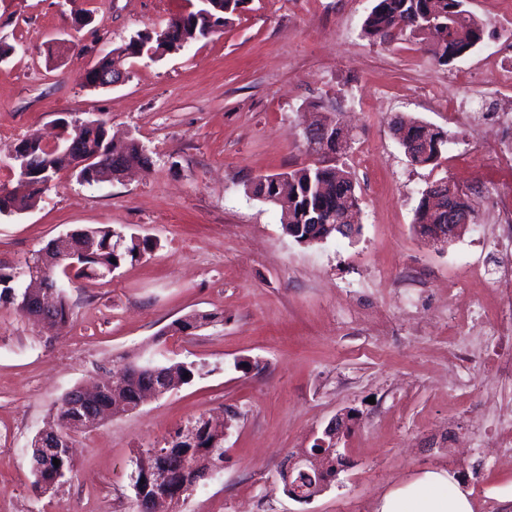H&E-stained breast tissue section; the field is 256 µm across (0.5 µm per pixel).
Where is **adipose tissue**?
<instances>
[{"label": "adipose tissue", "instance_id": "adipose-tissue-1", "mask_svg": "<svg viewBox=\"0 0 512 512\" xmlns=\"http://www.w3.org/2000/svg\"><path fill=\"white\" fill-rule=\"evenodd\" d=\"M376 512H474V505L447 471L430 470L385 494Z\"/></svg>", "mask_w": 512, "mask_h": 512}]
</instances>
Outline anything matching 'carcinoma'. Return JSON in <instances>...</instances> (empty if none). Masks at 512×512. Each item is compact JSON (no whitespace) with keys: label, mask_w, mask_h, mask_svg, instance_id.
<instances>
[{"label":"carcinoma","mask_w":512,"mask_h":512,"mask_svg":"<svg viewBox=\"0 0 512 512\" xmlns=\"http://www.w3.org/2000/svg\"><path fill=\"white\" fill-rule=\"evenodd\" d=\"M245 4L247 0H207L187 14L169 19L158 29L138 32L128 43L102 56L87 71L86 83H92V75L99 67L110 66L114 71L125 68L128 59L138 56V47L145 41L148 42L151 56L161 57L184 42L190 44L218 34L234 14L245 8ZM362 32L368 38L386 44L412 38L444 66L460 58L463 49H472L481 43L484 35L482 24L464 8V0H376L363 22ZM67 134L75 143V151L70 156L50 151L33 138L20 142V146L29 153L31 171L25 180L19 172L14 185L0 186V215L19 214L34 207L43 194L55 187V179L62 170L72 168L80 174L84 173L86 167L82 166V160L89 154L99 152L112 159L114 178L130 166L151 162L146 149L134 139L116 144L102 134H93L81 123L70 126ZM396 134L406 156L416 165L436 163L448 144L445 131L412 118L401 119ZM312 150L323 160L286 173L259 177L249 186V192L254 197L280 209V222L287 224L286 233L299 244L305 239V232L299 231V225H309L313 237L327 239L335 233H342V229L337 227L340 218L355 212L359 205L351 173L339 167L348 149L336 150L333 157L319 144L313 146ZM285 185L288 186L286 193L283 192ZM450 211L465 215L470 223H475V216L459 188H454L441 204L431 202L430 191H423L415 213L417 232L422 237L432 236L436 225L448 223ZM73 242L78 248L87 243L94 244L89 257L75 265L69 266L65 260L49 264L48 247L31 254L18 266L0 262V299L20 302L25 293L21 280H31L47 273L71 282L104 279L127 260H134L152 248L149 241L133 237L128 239L109 226L78 228L74 231ZM113 258L116 259L114 263L111 262ZM56 314L61 325L69 323L71 308L62 288L56 296ZM155 368L164 375L177 376L183 385L191 383L203 372V367L184 361L157 364ZM125 381L127 387L120 392L102 384L101 391L92 403L108 409L114 415L135 410L134 386L137 382L128 377ZM82 415L81 410L68 408L64 401H58L57 429L69 428ZM175 435L181 437L182 442L177 443L170 438L165 446L146 448L135 457V478L132 482L136 488L137 512H142L143 503L155 493L152 482L155 473L168 472L176 476L185 471L190 476L196 471L200 479L206 471L224 461V433L211 428L208 421L198 418L178 429ZM193 460L199 464L195 471L191 470ZM73 473L74 463L71 459L62 457L56 466L53 458L46 457L42 460V468L34 471L35 487L44 492L52 491L72 478Z\"/></svg>","instance_id":"1"}]
</instances>
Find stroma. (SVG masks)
Here are the masks:
<instances>
[{"instance_id":"35a3bbf8","label":"stroma","mask_w":512,"mask_h":512,"mask_svg":"<svg viewBox=\"0 0 512 512\" xmlns=\"http://www.w3.org/2000/svg\"><path fill=\"white\" fill-rule=\"evenodd\" d=\"M193 0H0V184L32 135L51 144L62 118L108 120L149 166L100 183L61 171L31 209L0 215V261L16 264L71 230L106 224L154 247L102 281L68 288L72 321L48 338L0 300V502L11 512H132L139 449L163 446L197 418H229L224 463L164 512H375L390 489L448 471L476 512H512V234L488 207H512V165L483 104L512 101L496 62L512 61L499 0H465L482 23L472 52L442 66L420 45L374 42V0H248L223 33L157 59L127 81L88 87L87 70L136 32ZM467 117L450 121L457 100ZM344 113L360 231L313 246L283 230L278 207L251 196L257 177L314 159L302 128ZM447 131L437 164L411 165L399 118ZM447 180L475 222L445 247L413 227L422 192ZM215 322L188 333L190 313ZM192 361V383L78 437L75 477L34 489L31 441L71 388L126 363ZM251 363L249 371L239 361ZM350 416L347 465L312 501L289 498L279 471Z\"/></svg>"}]
</instances>
